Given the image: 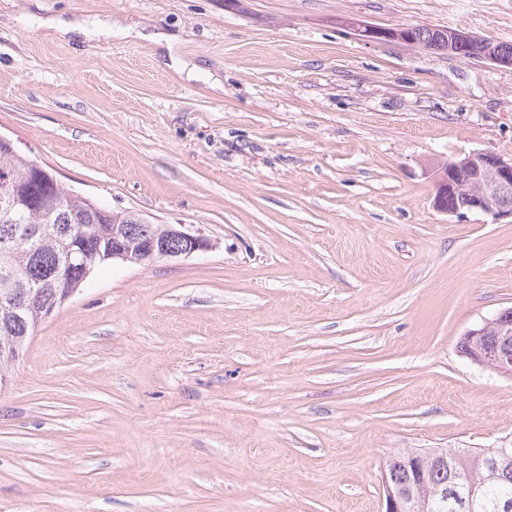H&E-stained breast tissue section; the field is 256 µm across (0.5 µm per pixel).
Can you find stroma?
Instances as JSON below:
<instances>
[{
  "instance_id": "1",
  "label": "stroma",
  "mask_w": 512,
  "mask_h": 512,
  "mask_svg": "<svg viewBox=\"0 0 512 512\" xmlns=\"http://www.w3.org/2000/svg\"><path fill=\"white\" fill-rule=\"evenodd\" d=\"M512 42V0H0V135L211 250L117 262L0 386V512H381L401 448L512 446L462 335L512 221L432 206L512 155V70L344 28Z\"/></svg>"
}]
</instances>
